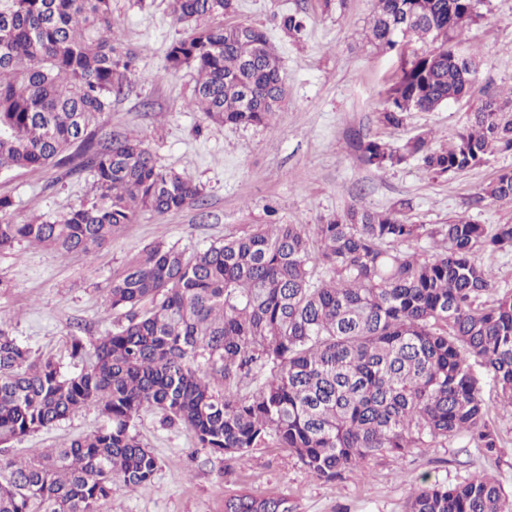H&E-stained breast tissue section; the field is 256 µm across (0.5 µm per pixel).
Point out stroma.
I'll return each mask as SVG.
<instances>
[{
	"label": "stroma",
	"instance_id": "obj_1",
	"mask_svg": "<svg viewBox=\"0 0 512 512\" xmlns=\"http://www.w3.org/2000/svg\"><path fill=\"white\" fill-rule=\"evenodd\" d=\"M374 0H236L228 24L265 28L279 53L287 96L266 126L212 128L203 112L189 107L196 73L164 70L169 45L184 31L170 15L168 0H112L121 51L136 54L129 87L99 122L101 135L122 134L144 141L159 163L192 179L203 202L181 211L145 212L113 236L96 255H66L49 247L15 245L0 252V320L36 355L51 356L65 370L72 337L95 339L112 332L125 314L109 309L112 278L149 245L162 242L192 253L261 224H300L305 230L357 204L371 210L401 209L413 224H444L467 216L494 229L512 224V202L481 199L484 187L512 155L450 176L430 173L411 161L387 170L366 165L360 142L379 139L399 147L418 131L430 130L435 144L455 140L485 91L512 88V0H490L462 35L481 62L478 81L465 98L433 112L408 114L403 126L377 121L399 57L370 40ZM300 12L299 35L283 33L280 19ZM88 174L59 167L0 174V196L14 203L12 217L56 216L90 192ZM480 394L499 435L487 450L456 437L448 444L413 448L405 455L368 458L358 475L333 480L311 476L285 448H257L228 458L199 447L192 432L165 421L156 408L141 410L135 431L157 456L151 484L115 485L102 512H224V497L247 493L286 497L292 512H404L410 492L440 482L450 486L473 476L493 475L512 493V408L504 406L490 374L476 367ZM103 423L87 407L56 428L12 444L14 454L56 448Z\"/></svg>",
	"mask_w": 512,
	"mask_h": 512
}]
</instances>
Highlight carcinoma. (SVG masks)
<instances>
[{
    "instance_id": "cac0c4a2",
    "label": "carcinoma",
    "mask_w": 512,
    "mask_h": 512,
    "mask_svg": "<svg viewBox=\"0 0 512 512\" xmlns=\"http://www.w3.org/2000/svg\"><path fill=\"white\" fill-rule=\"evenodd\" d=\"M187 36L165 70L197 73L190 106L217 127L261 126L285 100L280 58L266 30L226 24L234 0H169ZM487 0H375L371 38L401 51L379 122L403 125L467 96L479 71L462 30ZM137 58L114 45L112 0H0V172L72 165L92 178L68 212L16 223L0 197V252L21 242L87 257L142 212L199 203L196 183L159 164L127 135L99 138ZM378 170L421 160L437 176L512 152V90L488 95L455 141L422 131L399 148L361 145ZM512 200V170L483 189ZM426 237L432 253L412 244ZM512 252V224L488 232L458 215L428 228L397 211L351 207L315 225L265 224L190 255L157 243L112 279L106 303L127 311L107 336L73 338L68 374L32 356L0 322V512H101L112 488L153 481L158 458L134 432L142 409L179 422L197 445L236 456L273 443L318 479L355 472L370 456L445 444L465 434L498 447L473 364L512 406V289L495 298L481 255ZM106 424L60 448L9 454L12 441L86 407ZM224 512H292L288 499L224 498ZM405 512H512L491 476L417 488Z\"/></svg>"
}]
</instances>
